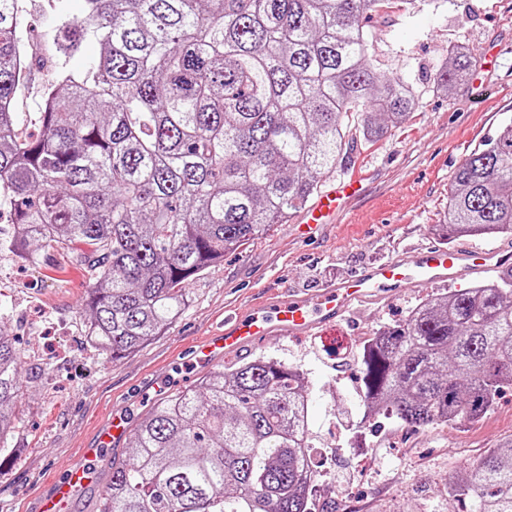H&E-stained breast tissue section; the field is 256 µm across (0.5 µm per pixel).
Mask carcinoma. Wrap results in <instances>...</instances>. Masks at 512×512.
Wrapping results in <instances>:
<instances>
[{
	"label": "carcinoma",
	"instance_id": "cac0c4a2",
	"mask_svg": "<svg viewBox=\"0 0 512 512\" xmlns=\"http://www.w3.org/2000/svg\"><path fill=\"white\" fill-rule=\"evenodd\" d=\"M413 0H85L33 33L0 0V213L21 259L69 254L92 272L84 338L116 361L186 309V285L275 224L358 148L391 136L414 89L371 65L362 18ZM85 72L68 67L84 38ZM52 62L33 112L16 111L19 53ZM448 51L433 87L462 83ZM450 234H512V121L457 168ZM367 414L412 426L473 420L512 387V266L425 300L362 352ZM26 361L0 316V447ZM308 396L298 369L258 357L204 375L134 421L111 455L98 512H313ZM473 512H512V448L448 483ZM99 52L100 46L97 40L89 36L85 40L81 52L70 59L69 67L74 71H84L98 58Z\"/></svg>",
	"mask_w": 512,
	"mask_h": 512
}]
</instances>
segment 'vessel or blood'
<instances>
[{"mask_svg":"<svg viewBox=\"0 0 512 512\" xmlns=\"http://www.w3.org/2000/svg\"><path fill=\"white\" fill-rule=\"evenodd\" d=\"M362 181L351 176L319 194L307 208L298 211L296 222L308 230L338 223L350 203L360 195ZM512 266V248L494 242L461 244L408 250L367 267L351 279H341L320 288L314 296H291L260 304L227 322L222 331L207 336L197 355L205 364L221 362L265 336L310 333L341 320L350 304L369 297L383 298L392 292L421 285H461L467 279ZM129 430L125 413L113 412L98 430L95 450L118 446ZM95 482V472L85 462L70 466L41 499L38 512H66L75 492Z\"/></svg>","mask_w":512,"mask_h":512,"instance_id":"obj_1","label":"vessel or blood"}]
</instances>
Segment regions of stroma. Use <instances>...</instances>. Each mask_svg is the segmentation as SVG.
Instances as JSON below:
<instances>
[{
    "label": "stroma",
    "instance_id": "35a3bbf8",
    "mask_svg": "<svg viewBox=\"0 0 512 512\" xmlns=\"http://www.w3.org/2000/svg\"><path fill=\"white\" fill-rule=\"evenodd\" d=\"M380 71L415 89L418 109L383 144L361 151L355 172L364 190L349 222L301 236L275 225L191 281L188 308L159 335L124 358L98 355L83 338L81 303L89 279L71 257L48 252L33 265L0 253V305L28 359L18 426L0 450V512H37L57 476L90 447L99 425L121 410L137 418L167 390L195 385L205 373L194 358L226 315L277 296L309 295L356 274L406 246L438 242L454 173L501 124L512 119V0H440L363 22ZM466 46L465 82L435 90L430 78L449 47ZM447 286L409 290L353 304L323 335L271 336L224 359V366L274 358L304 372L308 439L329 449L315 482L316 508L336 512H471L449 498L457 473L492 448L512 443V388L474 421L419 428L383 416L364 420L360 356L338 355L345 341L365 339L403 320Z\"/></svg>",
    "mask_w": 512,
    "mask_h": 512
}]
</instances>
